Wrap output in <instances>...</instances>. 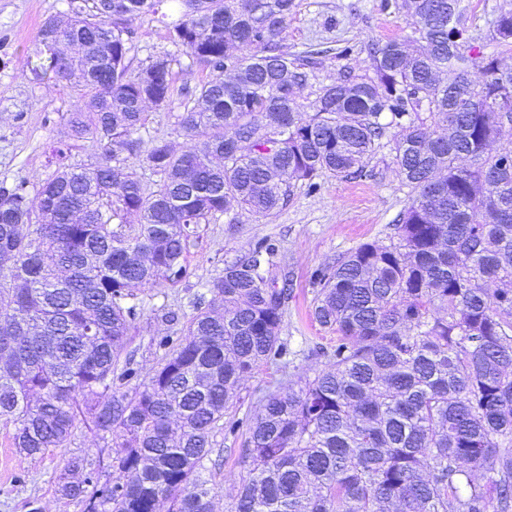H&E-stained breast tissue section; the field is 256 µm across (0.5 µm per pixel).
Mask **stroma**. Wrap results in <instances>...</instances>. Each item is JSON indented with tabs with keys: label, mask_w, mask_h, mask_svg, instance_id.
<instances>
[{
	"label": "stroma",
	"mask_w": 512,
	"mask_h": 512,
	"mask_svg": "<svg viewBox=\"0 0 512 512\" xmlns=\"http://www.w3.org/2000/svg\"><path fill=\"white\" fill-rule=\"evenodd\" d=\"M380 0H296L289 17L283 46L291 54L304 46L319 44L336 49L352 44L348 59L326 58L318 66L298 101L305 112H314L320 87L333 82L341 67L362 74L370 66L362 45L369 40L385 42L405 36L408 22L397 10H381ZM462 19L475 47L491 48V21L505 7L506 0H468ZM67 0H0V180H27L38 186L59 164H83L101 153L93 137L67 138L62 116L74 93L51 81L35 80L28 66L39 48L42 23L66 11ZM132 68L147 63L149 57L174 56L175 93L164 110H150L139 131L143 143L157 136L167 137L176 150L195 145V137L178 130L175 117L181 112L183 88L209 80L212 70L178 52L165 28L152 14L131 22ZM65 151L63 162L51 159L52 147ZM373 175L367 179L320 178L316 192L297 188L288 204L267 217L247 213L228 218L221 214L201 225L199 237L190 247L188 281L176 286L137 288L133 304L140 310L133 323L126 354L131 357L141 380H148L158 367L159 353L153 343L163 336L184 335L194 314L195 294L221 276L225 263L241 257L261 238L277 243L281 263L277 279L293 281V293L284 307L280 336L290 349L330 346L336 336L315 324L310 309L316 289L314 272L335 262L363 242H386L393 235L392 222L404 209L408 189L398 176L393 154L381 148L371 161ZM287 371L261 367L248 376L239 389V399L226 414L227 424L214 432L210 455L212 466L206 477L215 496V512H231L241 471L238 448L244 447V430H230L229 421L253 415L259 394L267 387L287 381ZM13 424L0 423V512H28L27 502H35L39 512H81L76 502L63 498L57 487L68 460L84 459L87 467L110 474L112 442L78 428L66 447L43 456L22 457L11 444Z\"/></svg>",
	"instance_id": "1"
}]
</instances>
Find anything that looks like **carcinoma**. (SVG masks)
<instances>
[{
    "label": "carcinoma",
    "mask_w": 512,
    "mask_h": 512,
    "mask_svg": "<svg viewBox=\"0 0 512 512\" xmlns=\"http://www.w3.org/2000/svg\"><path fill=\"white\" fill-rule=\"evenodd\" d=\"M162 2L68 0L40 29L43 77L76 91L70 136L102 152L33 190L0 182V420L13 447L43 455L84 421L112 438L116 478H60L82 512H213L202 473L241 381L300 356L314 375L230 422L247 435L231 512H512V148L488 153L512 127V68L475 52L464 0H381L410 34L363 45L371 73L342 71L309 114L298 90L326 50L283 51L295 0H178L170 41L216 72L176 115L203 140L178 153L156 137L143 155L137 134L147 108L171 103L175 58L132 71L129 24ZM492 31L512 47V3ZM389 133L410 202L389 243L317 270L312 317L335 345L287 352L293 288L275 286L279 248L262 239L195 295L185 336L156 342L148 382L131 360L118 367L130 289L188 279L201 225L268 216L326 173L366 178ZM141 157L153 187L125 173Z\"/></svg>",
    "instance_id": "cac0c4a2"
}]
</instances>
